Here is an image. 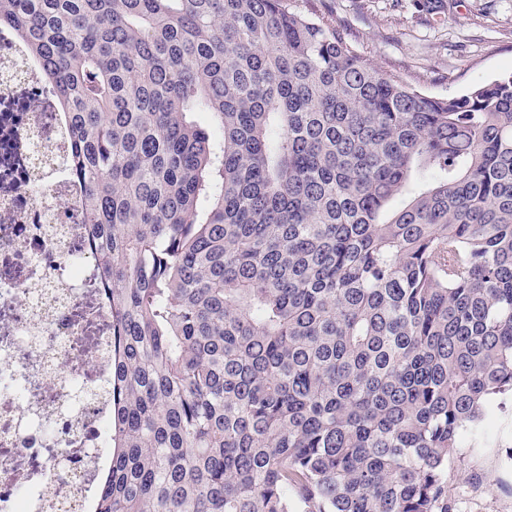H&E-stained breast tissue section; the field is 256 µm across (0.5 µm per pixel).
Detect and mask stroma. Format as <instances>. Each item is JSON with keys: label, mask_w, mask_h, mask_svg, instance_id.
I'll return each instance as SVG.
<instances>
[{"label": "stroma", "mask_w": 512, "mask_h": 512, "mask_svg": "<svg viewBox=\"0 0 512 512\" xmlns=\"http://www.w3.org/2000/svg\"><path fill=\"white\" fill-rule=\"evenodd\" d=\"M424 94L447 96L512 70V0H289ZM460 512H512V401L493 407L448 462Z\"/></svg>", "instance_id": "1"}]
</instances>
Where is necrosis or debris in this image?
I'll list each match as a JSON object with an SVG mask.
<instances>
[{
  "label": "necrosis or debris",
  "mask_w": 512,
  "mask_h": 512,
  "mask_svg": "<svg viewBox=\"0 0 512 512\" xmlns=\"http://www.w3.org/2000/svg\"><path fill=\"white\" fill-rule=\"evenodd\" d=\"M69 115L0 29V512H94L112 452V316ZM92 393L71 402V378Z\"/></svg>",
  "instance_id": "1"
}]
</instances>
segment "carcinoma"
Listing matches in <instances>:
<instances>
[{
    "label": "carcinoma",
    "mask_w": 512,
    "mask_h": 512,
    "mask_svg": "<svg viewBox=\"0 0 512 512\" xmlns=\"http://www.w3.org/2000/svg\"><path fill=\"white\" fill-rule=\"evenodd\" d=\"M112 314L95 512H457L512 394V72L448 97L288 0H0Z\"/></svg>",
    "instance_id": "1"
}]
</instances>
